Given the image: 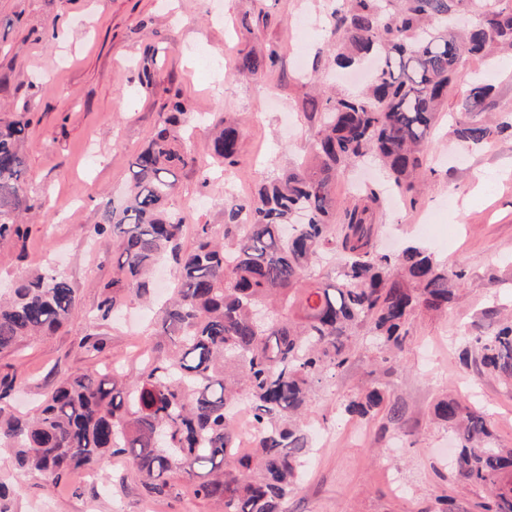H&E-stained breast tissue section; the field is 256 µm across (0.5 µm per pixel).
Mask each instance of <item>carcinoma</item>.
I'll return each mask as SVG.
<instances>
[{
	"label": "carcinoma",
	"mask_w": 512,
	"mask_h": 512,
	"mask_svg": "<svg viewBox=\"0 0 512 512\" xmlns=\"http://www.w3.org/2000/svg\"><path fill=\"white\" fill-rule=\"evenodd\" d=\"M326 36L340 67L377 56L371 81L355 96L311 99L310 159L271 178L254 200L224 201L223 237L202 224L195 247L183 251L184 219L169 207L177 173L195 162L188 129L197 117L183 102H173L134 157L124 202L104 203L93 226L95 235L120 240L98 318L109 320L128 295L152 301L153 269L169 257L180 276L151 321L158 348L128 382L123 373L67 376L26 417L7 410L22 383L1 377L0 451L11 453L16 476L36 473L56 488L108 455L128 463L152 500L189 496L220 512H287L313 448L312 395L339 376L359 341L383 362L396 361L416 311H447L460 274L418 246L396 256L377 249L380 192L366 186L355 202H340L336 178L371 155L402 197L415 196L448 86H463L468 113L493 108L492 88L463 80L458 65L512 51V0H342ZM276 61L273 50L245 54L237 69L256 76ZM27 129L23 120L0 122V240L20 235L33 208L22 156ZM242 134L237 123L212 124L211 150L227 171L238 164ZM504 134L512 136V120L493 114L456 129L473 148ZM336 252L334 283L312 281L321 258ZM76 304L69 280L51 267L21 279L0 295V354L56 333ZM486 315L496 326L470 335L462 360L512 381V315ZM240 404L257 423L248 454L236 451ZM382 406L389 420L401 419L376 386L347 398L344 413L365 418ZM433 415L458 441L457 481L490 492L484 512H512V448L496 445L481 408L446 397Z\"/></svg>",
	"instance_id": "cac0c4a2"
}]
</instances>
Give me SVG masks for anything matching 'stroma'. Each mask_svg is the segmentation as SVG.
<instances>
[{
  "label": "stroma",
  "instance_id": "35a3bbf8",
  "mask_svg": "<svg viewBox=\"0 0 512 512\" xmlns=\"http://www.w3.org/2000/svg\"><path fill=\"white\" fill-rule=\"evenodd\" d=\"M333 0H0V118L29 120L22 145L35 206L18 237L0 240V287L49 266L73 282L78 305L57 333L0 354V375L24 386L12 404L32 412L61 378L125 360L151 343L149 313L126 298L120 319L96 318L101 287L116 274L118 242L92 235L100 204L120 199L129 165L173 100L207 120L242 123L240 163L225 182L211 156L206 124L195 129L193 166L178 174L173 209L199 201L182 229L183 248L195 228L224 230V198H249L261 184L308 159L314 131L306 117L314 81L347 95L360 69L339 71L325 44ZM279 54L276 65L248 78L236 70L247 53ZM150 66L151 85L139 75ZM464 78L493 87L498 116L512 115V57H469ZM457 87L439 112L426 151L427 187L415 201L381 199L377 244L395 251L411 242L428 247L448 270L465 274L459 298L444 313L419 312L399 361L381 363L359 345L335 385L318 393L307 421L331 429L316 441L288 512H481L486 493L456 487L446 474L456 443L433 418L438 397H477L497 444L512 447V384L480 375L458 359L461 339L489 327L485 313L512 303V137L469 150L456 138L462 110ZM97 335L102 351L80 348ZM383 388L398 403L400 426L385 411L367 419L338 417L340 402L358 387ZM122 461L107 459L91 480L72 474L44 488L23 477L12 512H214L183 498H145L135 480L119 483Z\"/></svg>",
  "mask_w": 512,
  "mask_h": 512
}]
</instances>
